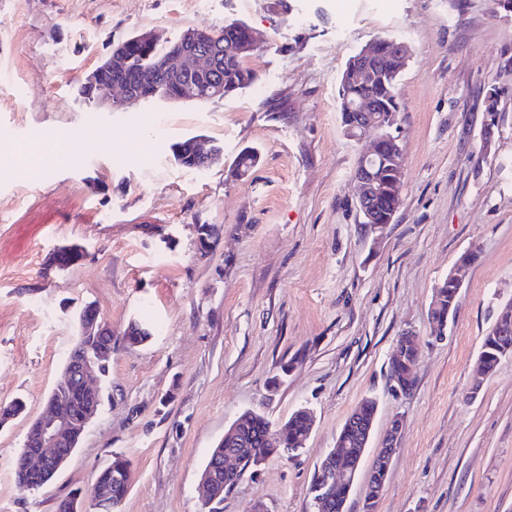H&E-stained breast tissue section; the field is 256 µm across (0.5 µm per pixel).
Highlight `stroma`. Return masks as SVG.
Masks as SVG:
<instances>
[{"label":"stroma","instance_id":"35a3bbf8","mask_svg":"<svg viewBox=\"0 0 512 512\" xmlns=\"http://www.w3.org/2000/svg\"><path fill=\"white\" fill-rule=\"evenodd\" d=\"M243 21L262 38L245 61L257 81L207 103L142 101L103 111L78 88L110 52L154 30ZM404 42L401 204L361 223L353 173L368 142L343 132L337 89L372 40ZM497 99L489 149L481 138ZM73 133L66 159L10 166L34 138ZM203 135L220 161L190 170L171 147ZM259 161L240 180L239 152ZM214 230L208 253L197 229ZM77 245V264H51ZM458 308L436 334V286L466 251ZM512 301V16L492 0H0V512H55L114 453L131 464L120 512H202L199 479L242 413L315 424L298 456H271L224 512H311L315 469L364 398L378 412L346 503L364 512L370 466L392 419L397 450L375 512H512V354L476 380L498 310ZM114 332L109 387L66 466L35 492L14 463L63 377L86 304ZM418 338L409 391L389 366ZM277 392H270L271 382Z\"/></svg>","mask_w":512,"mask_h":512}]
</instances>
